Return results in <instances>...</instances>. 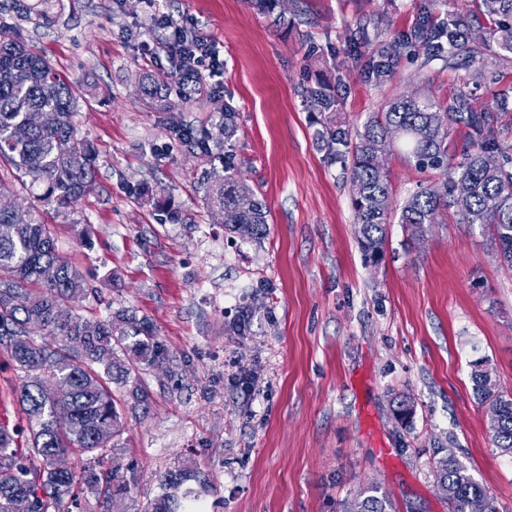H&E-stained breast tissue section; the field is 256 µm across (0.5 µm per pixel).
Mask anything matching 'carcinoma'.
<instances>
[{
    "label": "carcinoma",
    "mask_w": 512,
    "mask_h": 512,
    "mask_svg": "<svg viewBox=\"0 0 512 512\" xmlns=\"http://www.w3.org/2000/svg\"><path fill=\"white\" fill-rule=\"evenodd\" d=\"M472 2V8L447 14L435 28L424 22L410 37L379 41L380 53L391 57L421 42L427 47L423 65L435 57L449 61L467 49L462 31L481 15L490 22L499 50L512 54V0ZM0 29L9 35L0 40V167L14 170L33 196V203L20 209L16 192L0 175V353L24 373L16 398L30 426L28 452L21 453L14 431L0 425V512H77L86 489L98 494L101 512H110L113 500L127 492L117 471L89 468L78 476L61 459L73 448L87 453L112 448L122 428L112 385L126 388L136 402H146L140 367L165 361L168 351L146 320L133 313L109 309L91 319L79 314L80 302L92 289L59 255L40 213L44 206L66 212L91 191L95 152L76 134L78 94L71 83L18 27L1 23ZM167 91L165 79L143 76L146 98L158 102ZM32 112L42 113L41 124L29 123ZM235 118L232 109H224L218 124L222 139L208 130L190 138L204 151L218 148L235 135ZM454 125L467 127L478 138L458 159L448 153ZM322 138L334 159L343 163L351 154L352 207L366 262L384 257L393 217L421 237L426 226L437 223L441 210L454 208L461 223L489 227L501 260L512 267V144L497 138L494 115L475 111L467 96L457 97L446 109L427 96L403 94L371 116L356 140L341 127L325 128ZM396 139L405 142L407 158L418 170L445 177L444 195L421 188L402 205L394 204L378 150ZM488 153L498 154L501 164L487 166ZM201 189L207 210L225 229L255 242L265 238L267 204L253 196L249 207H240V198L249 191L237 174L227 167L214 169ZM44 331L57 337L58 344L38 340ZM483 363L482 358L471 363L473 390L488 409L495 447L512 455V395L499 388ZM393 403L396 421L408 425L411 401L400 394ZM435 473L448 512H470L476 499L484 501L486 512H497L493 498L454 456L438 461ZM207 487L198 471H169L160 480L150 512H196ZM375 491L360 492L350 512H389L391 503Z\"/></svg>",
    "instance_id": "obj_1"
}]
</instances>
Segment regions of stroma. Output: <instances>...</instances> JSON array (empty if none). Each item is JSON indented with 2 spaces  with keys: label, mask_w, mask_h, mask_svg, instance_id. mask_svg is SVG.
<instances>
[{
  "label": "stroma",
  "mask_w": 512,
  "mask_h": 512,
  "mask_svg": "<svg viewBox=\"0 0 512 512\" xmlns=\"http://www.w3.org/2000/svg\"><path fill=\"white\" fill-rule=\"evenodd\" d=\"M416 4L285 0L275 18L245 0H60L50 24L0 14L95 88L75 125L95 149L96 186L68 213L43 211L59 254L96 291L81 314L136 313L170 350L143 376L147 403L123 402L116 448L63 459L76 472L116 467L127 491L112 512H147L161 476L186 465L209 479L204 512H346L373 486L395 512H448L434 470L450 453L498 512H512V455L493 445L470 380L483 358L512 393V268L487 227L451 209L417 239L390 225L384 260L365 264L350 185L319 139L329 125L358 133L386 102L418 92L444 106L466 95L512 143V56H499L486 24L455 64L416 47L394 57L390 80L371 79L373 35L409 32ZM158 15L203 33L224 74L156 106L139 81L173 71ZM227 108L237 132L222 148L172 130L211 129ZM383 162L395 204L443 185L401 146ZM227 166L268 206L262 241L229 233L204 205L203 173ZM242 314L246 332L229 331ZM21 383L0 356V414L24 440ZM398 393L414 405L406 426L393 414Z\"/></svg>",
  "instance_id": "35a3bbf8"
}]
</instances>
